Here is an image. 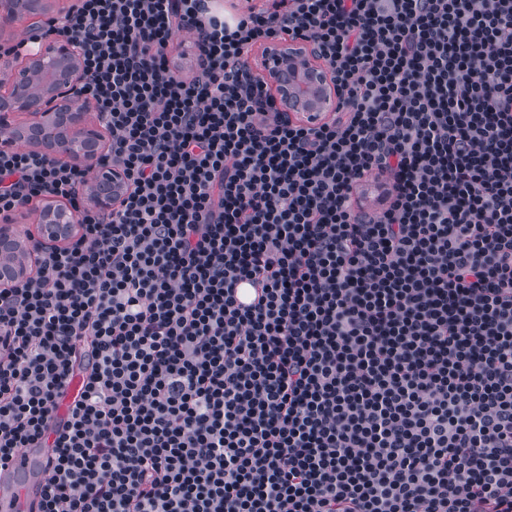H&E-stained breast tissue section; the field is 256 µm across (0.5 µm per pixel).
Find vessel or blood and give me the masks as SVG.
<instances>
[{
    "mask_svg": "<svg viewBox=\"0 0 512 512\" xmlns=\"http://www.w3.org/2000/svg\"><path fill=\"white\" fill-rule=\"evenodd\" d=\"M51 454L48 448H23L0 467V512H40Z\"/></svg>",
    "mask_w": 512,
    "mask_h": 512,
    "instance_id": "1",
    "label": "vessel or blood"
}]
</instances>
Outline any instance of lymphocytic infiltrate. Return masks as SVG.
Masks as SVG:
<instances>
[{"label":"lymphocytic infiltrate","instance_id":"1","mask_svg":"<svg viewBox=\"0 0 512 512\" xmlns=\"http://www.w3.org/2000/svg\"><path fill=\"white\" fill-rule=\"evenodd\" d=\"M45 33L128 186L98 212L89 168L0 152L1 214L79 222L0 288V465L53 448L41 512H512V0H78ZM285 37L322 123L249 64ZM266 48L262 57L263 71L256 65L262 48L253 50L250 61L264 76L281 112H288L290 116L305 113L312 118L323 112H334L335 87L326 65L309 43L298 39L280 40Z\"/></svg>","mask_w":512,"mask_h":512}]
</instances>
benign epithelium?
Masks as SVG:
<instances>
[{"label":"benign epithelium","mask_w":512,"mask_h":512,"mask_svg":"<svg viewBox=\"0 0 512 512\" xmlns=\"http://www.w3.org/2000/svg\"><path fill=\"white\" fill-rule=\"evenodd\" d=\"M43 8L42 0H0V10L14 22ZM263 76L282 112L314 118L336 105V90L324 62L302 40L271 43L262 57ZM85 80L83 59L74 40H56L13 67L0 68V115L24 114L28 119L0 132V150L27 139L53 157L62 154L82 166L99 168L84 186L89 205L99 211L117 207L126 190L122 170L99 162L104 148L101 131L85 126L88 104L74 97ZM14 216L0 218V283L6 285L28 275L34 253L22 245L10 225ZM77 214L53 199L41 205L39 237L53 245L64 243L76 231Z\"/></svg>","instance_id":"obj_1"}]
</instances>
